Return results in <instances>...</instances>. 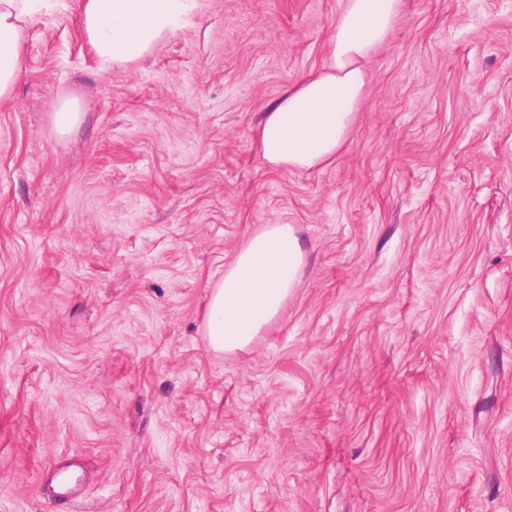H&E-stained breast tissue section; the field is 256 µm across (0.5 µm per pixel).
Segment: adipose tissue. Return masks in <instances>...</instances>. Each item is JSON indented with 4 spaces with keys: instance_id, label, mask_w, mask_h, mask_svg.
I'll return each instance as SVG.
<instances>
[{
    "instance_id": "adipose-tissue-1",
    "label": "adipose tissue",
    "mask_w": 512,
    "mask_h": 512,
    "mask_svg": "<svg viewBox=\"0 0 512 512\" xmlns=\"http://www.w3.org/2000/svg\"><path fill=\"white\" fill-rule=\"evenodd\" d=\"M69 2L100 62L123 67L177 30L192 0H0V99L12 96L24 73L21 47L34 17ZM402 6L403 0H341L321 70L261 117L256 151L264 164L315 168L336 155L355 122L367 65L389 41ZM303 264L293 225L269 224L252 235L211 291L204 322L211 348H246L279 314Z\"/></svg>"
}]
</instances>
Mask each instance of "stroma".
I'll return each mask as SVG.
<instances>
[{"instance_id":"35a3bbf8","label":"stroma","mask_w":512,"mask_h":512,"mask_svg":"<svg viewBox=\"0 0 512 512\" xmlns=\"http://www.w3.org/2000/svg\"><path fill=\"white\" fill-rule=\"evenodd\" d=\"M338 9L195 0L124 68L75 9L32 21L0 101V512H512V0H404L335 158L265 166ZM268 224L302 270L215 351L211 290ZM53 124L60 135L69 133L81 119V109L74 98L59 99L52 113Z\"/></svg>"}]
</instances>
